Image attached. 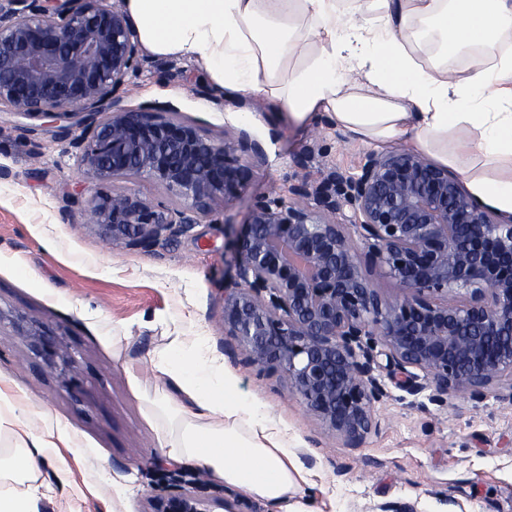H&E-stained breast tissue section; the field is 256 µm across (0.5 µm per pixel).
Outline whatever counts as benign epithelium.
Wrapping results in <instances>:
<instances>
[{
    "instance_id": "obj_1",
    "label": "benign epithelium",
    "mask_w": 512,
    "mask_h": 512,
    "mask_svg": "<svg viewBox=\"0 0 512 512\" xmlns=\"http://www.w3.org/2000/svg\"><path fill=\"white\" fill-rule=\"evenodd\" d=\"M123 0H0V105L48 119L59 135L87 118L72 145L90 184L83 211L114 247L150 251L232 202L262 159L259 143L216 141L167 106H119L139 67ZM147 179L173 208L105 185ZM295 200L256 203L237 242L236 286L224 290V334L258 372H276L347 448L372 429L381 374L445 406L493 392L512 402V218L480 205L446 167L410 151L371 152L360 174L300 181ZM349 208L353 219L337 220ZM377 271L402 288L373 287ZM48 367L71 357L31 322L22 333ZM199 482L150 496L144 512H212Z\"/></svg>"
}]
</instances>
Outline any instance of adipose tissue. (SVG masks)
<instances>
[{"label": "adipose tissue", "instance_id": "obj_1", "mask_svg": "<svg viewBox=\"0 0 512 512\" xmlns=\"http://www.w3.org/2000/svg\"><path fill=\"white\" fill-rule=\"evenodd\" d=\"M143 48L200 63L220 95L272 97L298 123L332 119L352 140L409 137L459 173L470 194L512 216V0H125ZM445 56L497 46L464 70L424 67L420 41ZM179 399L159 444L228 490L278 512H314L288 435L268 407L246 400L204 336H177L152 357ZM18 440L0 456V512H39L40 479L70 438L34 427L0 380V425Z\"/></svg>", "mask_w": 512, "mask_h": 512}]
</instances>
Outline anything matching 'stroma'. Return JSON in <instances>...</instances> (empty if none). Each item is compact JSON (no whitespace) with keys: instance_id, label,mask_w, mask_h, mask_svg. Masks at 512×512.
<instances>
[{"instance_id":"obj_1","label":"stroma","mask_w":512,"mask_h":512,"mask_svg":"<svg viewBox=\"0 0 512 512\" xmlns=\"http://www.w3.org/2000/svg\"><path fill=\"white\" fill-rule=\"evenodd\" d=\"M121 104L176 107L215 140L247 134L264 151L248 188L232 203L216 199L212 220L154 250L112 248L91 232L75 202L87 183L78 151L54 127L0 107V379L23 396L34 425L51 423L73 439L43 467L52 489L40 512H143L167 485L160 432L177 428L154 408L172 395L149 360L173 336L203 333L212 356L242 395L265 403L287 430L307 474L316 512H374L414 502L420 512H512V403L461 395L439 407L387 384L374 406L377 426L363 447L328 436L276 373L245 364L224 333L223 291L234 285L228 247L256 201L291 199L300 177L358 174L370 151L328 118L296 124L261 100L249 120L239 100L219 96L203 68L187 58L141 53ZM35 317L58 335L74 363L67 382L38 368L16 334ZM134 367L139 391L126 374Z\"/></svg>"}]
</instances>
